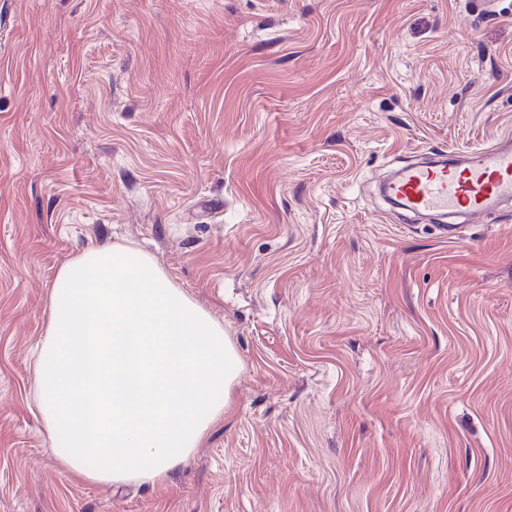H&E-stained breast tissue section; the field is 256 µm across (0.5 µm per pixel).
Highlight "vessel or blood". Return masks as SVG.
<instances>
[{"label":"vessel or blood","instance_id":"b4317fda","mask_svg":"<svg viewBox=\"0 0 512 512\" xmlns=\"http://www.w3.org/2000/svg\"><path fill=\"white\" fill-rule=\"evenodd\" d=\"M387 193L413 212L479 216L512 199V148L489 146L466 166L416 164L403 169Z\"/></svg>","mask_w":512,"mask_h":512}]
</instances>
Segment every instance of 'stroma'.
<instances>
[{
  "mask_svg": "<svg viewBox=\"0 0 512 512\" xmlns=\"http://www.w3.org/2000/svg\"><path fill=\"white\" fill-rule=\"evenodd\" d=\"M0 0V512H512V201L465 238L409 161L512 142V0ZM143 250L239 364L155 486L34 405L60 268Z\"/></svg>",
  "mask_w": 512,
  "mask_h": 512,
  "instance_id": "1",
  "label": "stroma"
}]
</instances>
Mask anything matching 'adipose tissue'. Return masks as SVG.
<instances>
[{
  "label": "adipose tissue",
  "mask_w": 512,
  "mask_h": 512,
  "mask_svg": "<svg viewBox=\"0 0 512 512\" xmlns=\"http://www.w3.org/2000/svg\"><path fill=\"white\" fill-rule=\"evenodd\" d=\"M37 346L50 446L77 475L156 484L226 408L237 366L223 327L139 249H89L59 270Z\"/></svg>",
  "instance_id": "ef3b65f1"
}]
</instances>
